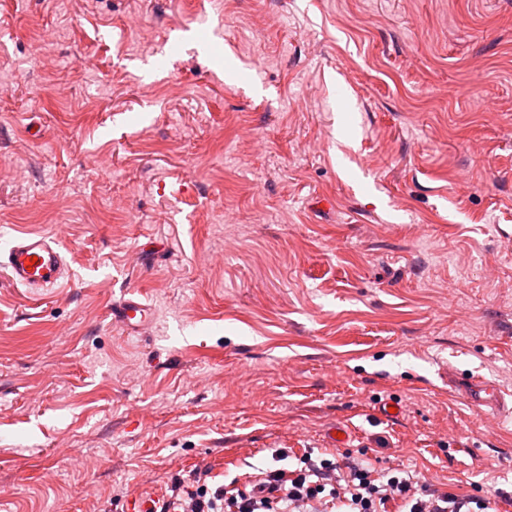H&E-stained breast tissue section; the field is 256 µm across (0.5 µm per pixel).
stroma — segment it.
I'll return each instance as SVG.
<instances>
[{"label": "stroma", "mask_w": 512, "mask_h": 512, "mask_svg": "<svg viewBox=\"0 0 512 512\" xmlns=\"http://www.w3.org/2000/svg\"><path fill=\"white\" fill-rule=\"evenodd\" d=\"M19 229L70 275L0 276V512L308 449L512 494V416L448 384L512 392V0H0V249ZM110 316L130 334L140 333L151 320L149 308L136 298H126L114 303ZM457 382L465 389L466 399L472 406L479 409L483 407L504 408V394L501 388L494 382L479 376H465L463 374L457 377Z\"/></svg>", "instance_id": "obj_1"}]
</instances>
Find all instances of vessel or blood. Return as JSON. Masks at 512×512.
Returning a JSON list of instances; mask_svg holds the SVG:
<instances>
[{
  "instance_id": "1",
  "label": "vessel or blood",
  "mask_w": 512,
  "mask_h": 512,
  "mask_svg": "<svg viewBox=\"0 0 512 512\" xmlns=\"http://www.w3.org/2000/svg\"><path fill=\"white\" fill-rule=\"evenodd\" d=\"M0 269L12 284L31 290L55 287L65 279L64 257L55 241L37 232L12 235L6 250L0 251ZM110 315L126 332L140 333L150 322L149 308L135 298H126L112 305ZM457 382L466 391L467 401L476 408H503L501 388L489 380L474 376H458Z\"/></svg>"
}]
</instances>
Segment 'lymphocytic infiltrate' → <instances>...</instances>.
Returning a JSON list of instances; mask_svg holds the SVG:
<instances>
[{
  "mask_svg": "<svg viewBox=\"0 0 512 512\" xmlns=\"http://www.w3.org/2000/svg\"><path fill=\"white\" fill-rule=\"evenodd\" d=\"M295 470H260L245 487L236 483L209 488L208 472L196 477V489L173 484L169 500L155 512H500L497 503L476 496L462 497L420 484L409 471L385 473L370 466L330 459L301 457Z\"/></svg>",
  "mask_w": 512,
  "mask_h": 512,
  "instance_id": "lymphocytic-infiltrate-1",
  "label": "lymphocytic infiltrate"
}]
</instances>
